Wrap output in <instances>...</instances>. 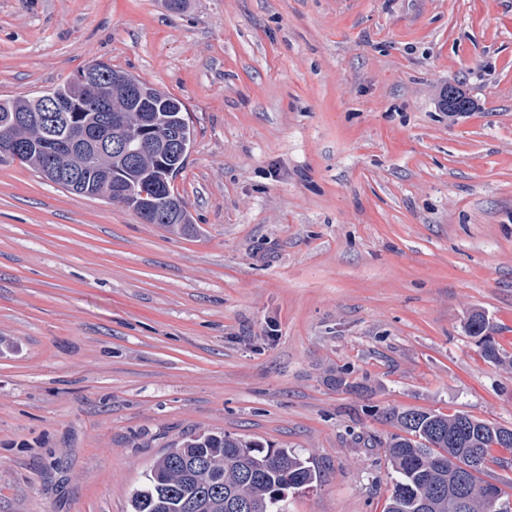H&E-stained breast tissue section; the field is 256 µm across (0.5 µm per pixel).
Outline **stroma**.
Returning <instances> with one entry per match:
<instances>
[{"label":"stroma","mask_w":512,"mask_h":512,"mask_svg":"<svg viewBox=\"0 0 512 512\" xmlns=\"http://www.w3.org/2000/svg\"><path fill=\"white\" fill-rule=\"evenodd\" d=\"M96 60L184 102L197 231L0 156V512H128L203 431L309 457L288 512H384L385 409L512 427L466 330L512 354V0H0V100ZM490 328L489 321L482 312H473L467 321L469 336L477 338L480 356L484 361L493 364H503L506 361L512 363V356L496 342L487 332Z\"/></svg>","instance_id":"35a3bbf8"}]
</instances>
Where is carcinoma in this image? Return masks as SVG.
I'll list each match as a JSON object with an SVG mask.
<instances>
[{
  "instance_id": "1",
  "label": "carcinoma",
  "mask_w": 512,
  "mask_h": 512,
  "mask_svg": "<svg viewBox=\"0 0 512 512\" xmlns=\"http://www.w3.org/2000/svg\"><path fill=\"white\" fill-rule=\"evenodd\" d=\"M101 90L112 97V111L87 108L80 121L88 138L75 148L63 150L56 166L74 165L97 148L104 123L117 117L122 126L137 131L142 113L154 119L161 137L178 139L179 150L161 156L132 158L123 150L98 156L97 165L85 167L84 188L89 197L135 209L132 195L109 193L98 179L99 168L123 170L126 188L155 198L154 223L173 234L196 231L186 206L175 208L181 196L169 187L159 195L160 184L183 169L193 148L196 131L185 106L172 94L99 62ZM39 97L0 100V141L21 139L31 150L19 162L52 180L43 152L38 149L41 130L34 124L14 125L9 117L38 108ZM489 321L479 311L467 321L468 334L477 339L484 361L512 363V356L489 335ZM385 421L399 430L387 445V458L394 483L385 512H489L482 478L489 462L503 469L512 458L496 457L507 427L464 413L444 414L433 410L389 408ZM317 472L311 461L292 448H266L223 431H204L183 438L152 461L141 484L132 489L129 512H286L288 492L313 487Z\"/></svg>"
}]
</instances>
